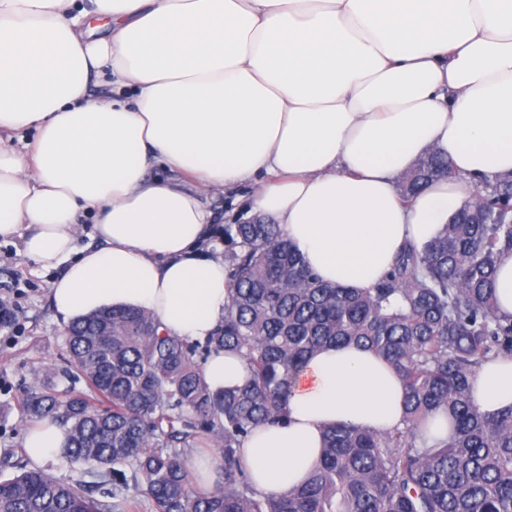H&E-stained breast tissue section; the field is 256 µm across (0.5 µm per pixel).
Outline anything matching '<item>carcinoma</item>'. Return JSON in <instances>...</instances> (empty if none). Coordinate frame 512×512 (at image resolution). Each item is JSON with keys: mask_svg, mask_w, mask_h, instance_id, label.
Returning <instances> with one entry per match:
<instances>
[{"mask_svg": "<svg viewBox=\"0 0 512 512\" xmlns=\"http://www.w3.org/2000/svg\"><path fill=\"white\" fill-rule=\"evenodd\" d=\"M457 177L429 153L399 177L404 200ZM472 195L421 247L408 244L374 287L321 281L276 224H230L224 241V325L205 342L160 329L150 314L107 308L67 327L70 360L58 375L88 391L57 393L44 378L21 415L66 428L63 454L88 465L94 485L42 469L0 480V512H512V407L482 414L471 381L483 363L512 358V315L497 311L494 278L512 255V175L472 181ZM367 346L404 385L400 424L324 430L318 462L283 494L255 488L240 447L253 429L286 418L292 382L322 348ZM241 357L247 378L212 392L203 365L215 351ZM448 411L445 437L426 422ZM220 443L224 482L209 493L189 479L186 452ZM138 496H128L129 486Z\"/></svg>", "mask_w": 512, "mask_h": 512, "instance_id": "1", "label": "carcinoma"}]
</instances>
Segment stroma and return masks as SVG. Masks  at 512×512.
<instances>
[{"instance_id": "35a3bbf8", "label": "stroma", "mask_w": 512, "mask_h": 512, "mask_svg": "<svg viewBox=\"0 0 512 512\" xmlns=\"http://www.w3.org/2000/svg\"><path fill=\"white\" fill-rule=\"evenodd\" d=\"M52 273L18 252L16 244L0 241V298L13 304L14 321L0 328V473L10 475L31 460L22 446L31 427L19 406L32 373L63 365L66 328L54 316L49 298Z\"/></svg>"}]
</instances>
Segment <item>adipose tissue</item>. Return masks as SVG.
Wrapping results in <instances>:
<instances>
[{
    "label": "adipose tissue",
    "instance_id": "adipose-tissue-1",
    "mask_svg": "<svg viewBox=\"0 0 512 512\" xmlns=\"http://www.w3.org/2000/svg\"><path fill=\"white\" fill-rule=\"evenodd\" d=\"M430 150L459 178L403 202L399 176ZM509 172L512 0H0V239L56 271L61 323L125 306L212 336L228 285L207 195L253 185L252 214L320 280L365 290L448 223L469 177ZM204 375L220 391L247 368L220 352ZM403 392L370 348L320 350L285 422L243 441L252 483L300 485L326 426L391 429ZM472 401L512 407V359L483 364ZM67 442L51 421L24 437L37 462Z\"/></svg>",
    "mask_w": 512,
    "mask_h": 512
}]
</instances>
